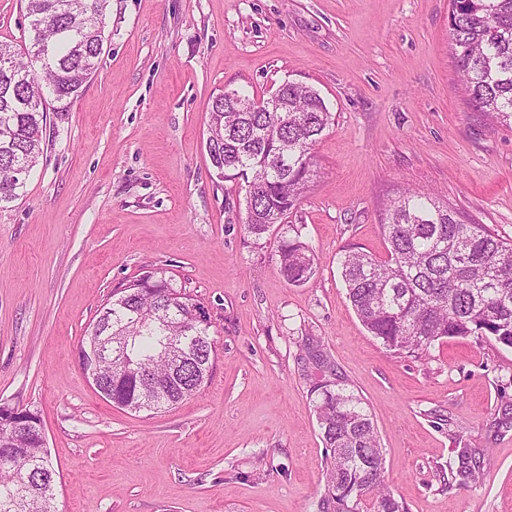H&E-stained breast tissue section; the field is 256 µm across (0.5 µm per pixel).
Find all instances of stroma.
I'll list each match as a JSON object with an SVG mask.
<instances>
[{
    "instance_id": "35a3bbf8",
    "label": "stroma",
    "mask_w": 512,
    "mask_h": 512,
    "mask_svg": "<svg viewBox=\"0 0 512 512\" xmlns=\"http://www.w3.org/2000/svg\"><path fill=\"white\" fill-rule=\"evenodd\" d=\"M448 0H108L99 69L48 112L23 198L0 209V401L40 412L57 512H318L316 388L371 413L407 512H512V347L474 336L414 357L358 320L339 259L385 258L382 207L425 189L512 240V127L468 103ZM286 80L334 123L289 216L316 251L289 285L275 235L244 229V189L205 149L222 90ZM160 268L208 313L207 383L162 412L103 398L78 349L112 290ZM480 483L445 489L460 448Z\"/></svg>"
}]
</instances>
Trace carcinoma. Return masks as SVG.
Here are the masks:
<instances>
[{
	"label": "carcinoma",
	"mask_w": 512,
	"mask_h": 512,
	"mask_svg": "<svg viewBox=\"0 0 512 512\" xmlns=\"http://www.w3.org/2000/svg\"><path fill=\"white\" fill-rule=\"evenodd\" d=\"M27 37L0 43V205L25 193L44 153L47 105L66 112L99 68L108 0H25ZM448 37L460 80L493 123L512 125V0H449ZM334 123L315 89L288 87V122L279 112L224 111L213 97L206 151L224 178L251 183L245 230L255 240L280 235L277 263L302 286L316 258L301 227L288 223L317 176L312 149ZM386 258L348 252L340 258L348 300L364 328L383 346L423 354L445 339L491 336L512 347V240L426 191H408L386 205ZM163 270L113 289L82 346L101 336L112 361L101 381L112 405L161 411L192 397L211 375L215 346L210 322ZM315 412L329 448L327 489L320 512H362L367 494L377 512H405L383 480L384 451L371 414L354 391L323 388ZM0 512H56V470L37 433L0 440ZM484 478L481 453L464 448L454 482Z\"/></svg>",
	"instance_id": "cac0c4a2"
}]
</instances>
